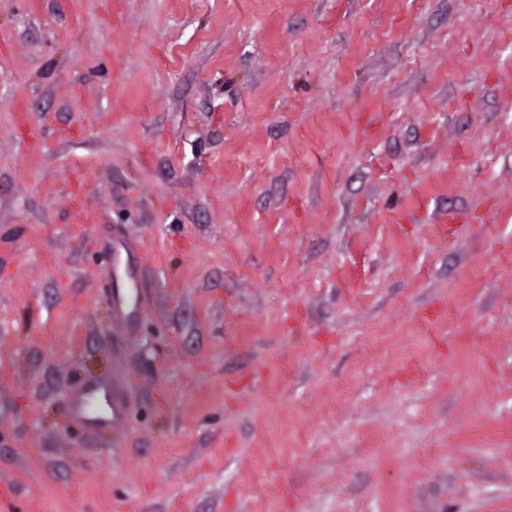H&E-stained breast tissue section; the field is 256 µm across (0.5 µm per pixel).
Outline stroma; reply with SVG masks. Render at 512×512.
I'll use <instances>...</instances> for the list:
<instances>
[{
  "label": "stroma",
  "mask_w": 512,
  "mask_h": 512,
  "mask_svg": "<svg viewBox=\"0 0 512 512\" xmlns=\"http://www.w3.org/2000/svg\"><path fill=\"white\" fill-rule=\"evenodd\" d=\"M0 512H512V0H0ZM120 248H122L126 252V248H125L123 242H121V241L116 242L114 245H112V248H109L106 251V253L112 257V264L110 266L106 267L105 269L110 274V271L112 268V270L114 272V277H115L116 283L123 284L126 290H130V292L133 293L135 295V297H137V288L138 287L128 270L129 269V260L127 257H126V261H125V265H124V275H125L126 279L123 280L120 275V271H119V266H120L119 250H120ZM100 392L99 386H90L74 390L69 399L68 408L70 415L76 419H90V406L97 401Z\"/></svg>",
  "instance_id": "obj_1"
}]
</instances>
